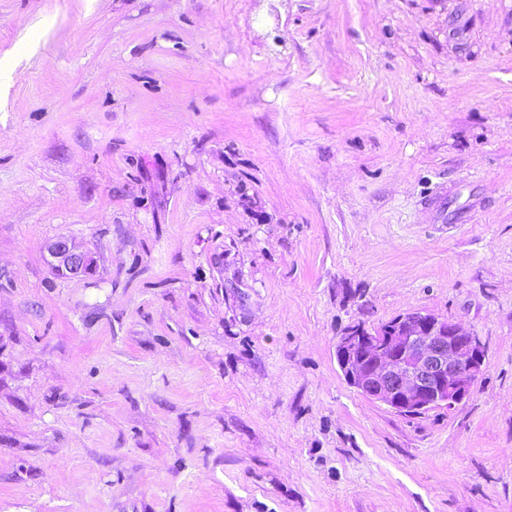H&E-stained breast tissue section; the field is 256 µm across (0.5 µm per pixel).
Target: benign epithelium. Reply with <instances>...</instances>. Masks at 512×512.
<instances>
[{
    "instance_id": "7a95c632",
    "label": "benign epithelium",
    "mask_w": 512,
    "mask_h": 512,
    "mask_svg": "<svg viewBox=\"0 0 512 512\" xmlns=\"http://www.w3.org/2000/svg\"><path fill=\"white\" fill-rule=\"evenodd\" d=\"M46 261L70 276H90L96 260L74 241L58 237ZM336 361L346 383L403 416L452 408L466 399L486 365L480 338L426 311L400 314L385 332L352 325L336 341Z\"/></svg>"
}]
</instances>
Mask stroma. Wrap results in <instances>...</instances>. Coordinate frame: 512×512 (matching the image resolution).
I'll return each instance as SVG.
<instances>
[{"label": "stroma", "mask_w": 512, "mask_h": 512, "mask_svg": "<svg viewBox=\"0 0 512 512\" xmlns=\"http://www.w3.org/2000/svg\"><path fill=\"white\" fill-rule=\"evenodd\" d=\"M0 67V512H512V0H0ZM413 310L487 365L402 416L335 349ZM46 261L55 270L70 276H90L96 271V260L71 239L58 237L45 247Z\"/></svg>", "instance_id": "35a3bbf8"}]
</instances>
